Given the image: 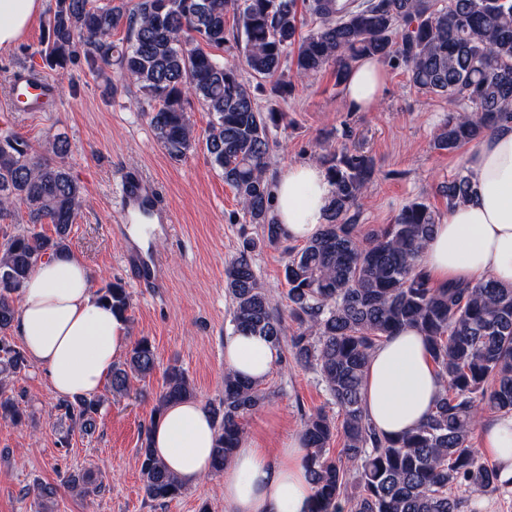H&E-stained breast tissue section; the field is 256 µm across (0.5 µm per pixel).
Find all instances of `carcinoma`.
<instances>
[{"mask_svg": "<svg viewBox=\"0 0 512 512\" xmlns=\"http://www.w3.org/2000/svg\"><path fill=\"white\" fill-rule=\"evenodd\" d=\"M305 6L316 26L303 36L297 0H55L39 54L44 67L59 73L80 53L93 73L101 63L116 66L119 79L138 87L168 155L178 160L203 144L246 221L256 225L257 238L246 240L224 270L231 326L261 334L278 348L289 340L294 361L318 373L342 417L338 425L316 411L303 421L316 512H341L352 475L359 494L350 499V512H460L453 488L481 492L502 484L498 467L481 461L471 446V434L483 409L512 413V287L490 279L433 285L420 254L441 215L423 201L408 203L394 223L360 237L353 210L375 168L370 157L348 150L321 157L336 190L319 233L299 249L283 247L266 177L270 131L282 115L261 110L240 66L274 81L281 94L295 88L283 79L289 61L299 79L329 66L338 84L364 57L402 66L417 92L455 102L433 140L435 149L455 152L512 123V0H362L357 6L354 0H305ZM229 14L240 64L200 47L224 49ZM122 22L127 37L119 47L112 31ZM194 98L212 116L201 142L188 117ZM50 149L54 158L40 157L20 135L0 133V221L15 220L13 205L19 203L29 223L0 241V279L11 283L0 287L1 373L31 367L26 352L6 337L18 314L16 299L39 262L70 253L83 199L82 186L62 161L67 141L56 138ZM440 192L450 209L468 199V171L460 169ZM44 222L53 225V235L35 230ZM259 244L282 247L287 255L288 313L296 322L291 332L253 268ZM98 296L127 318L130 300L122 283L105 284ZM405 327L426 336L442 388L424 424L386 437L365 413L362 372L370 352ZM155 363L150 340L137 339L112 369V394H124L132 377L149 376ZM193 394L184 371L174 366L156 411ZM268 398L260 384L224 374V391L207 406L216 429L212 471H224L244 437L243 420ZM100 406L97 398L75 397L61 400L58 409L87 430ZM28 417L0 379V420L18 424ZM338 435L343 445L332 457L329 445ZM139 458L149 500L166 503L183 493L147 438Z\"/></svg>", "mask_w": 512, "mask_h": 512, "instance_id": "1", "label": "carcinoma"}]
</instances>
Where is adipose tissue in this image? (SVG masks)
Returning <instances> with one entry per match:
<instances>
[{"mask_svg":"<svg viewBox=\"0 0 512 512\" xmlns=\"http://www.w3.org/2000/svg\"><path fill=\"white\" fill-rule=\"evenodd\" d=\"M44 9V0H0V50L17 44ZM384 66L358 62L344 95L361 111L375 110L384 89ZM474 194L437 224L421 263L437 285L492 279L512 286V125L490 133L465 158ZM335 187L312 162L288 165L271 186L274 216L287 239L306 241L319 232ZM14 328L29 359L42 368L60 397L97 394L111 377L127 342L125 323L101 302L91 277L75 255L43 261L21 289ZM280 351L256 333L224 338L226 369L264 382L278 367ZM441 377L425 337L413 328L389 337L370 355L361 394L365 412L383 434L423 424L432 411ZM151 445L168 470L193 485L211 470L213 421L190 399L168 406L150 430ZM308 450L301 439L286 442L269 457L242 440L224 469V501L231 512H315Z\"/></svg>","mask_w":512,"mask_h":512,"instance_id":"obj_1","label":"adipose tissue"}]
</instances>
